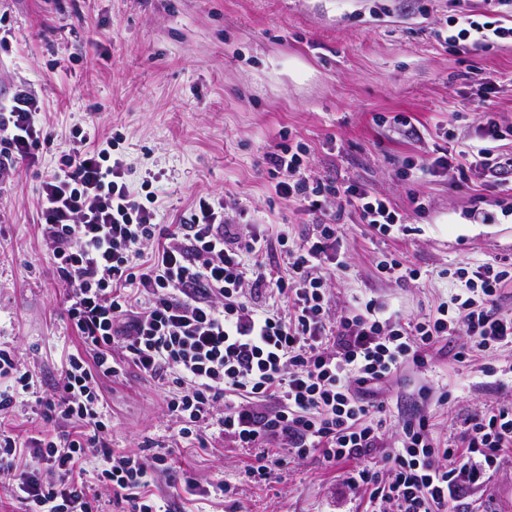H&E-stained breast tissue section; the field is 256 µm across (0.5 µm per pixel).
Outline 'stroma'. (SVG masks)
Instances as JSON below:
<instances>
[{"label":"stroma","instance_id":"obj_1","mask_svg":"<svg viewBox=\"0 0 512 512\" xmlns=\"http://www.w3.org/2000/svg\"><path fill=\"white\" fill-rule=\"evenodd\" d=\"M512 27V8L492 0H0V98L27 90L52 135L0 179V343L19 346L42 389L57 383L82 342L64 307L39 231L40 175L56 167L63 146L95 118L100 137L129 168L138 197L153 194L164 222L189 212L195 198L224 201L230 220L279 225L297 243L315 217L275 195L264 153L283 139L304 143L311 181L355 184L388 199L408 217L411 234L381 235L344 206L338 256L345 264L331 287L334 313L374 299L402 318H421L462 287L464 263L512 257V217L479 224L473 211L512 202V189L477 173L421 172L450 142L485 145L494 117L512 153V39L487 49L446 42L457 11ZM489 84H482V77ZM410 121L402 127L395 121ZM422 211H415V203ZM417 269L418 280L383 278L379 257ZM432 391L421 400L419 390ZM111 447L130 455L164 454L169 470L149 488L170 512H366L351 490L347 465L319 454L285 464L269 482L244 477L252 458L223 439L207 447L172 440L168 393L128 368L103 378ZM390 430L416 409L427 412L439 446L457 442L464 419L512 404V379L488 377L481 361L462 364L435 346L425 367L408 366L382 388ZM21 438L65 433L26 401L0 416ZM207 490L185 494L186 479ZM468 512H512V456L485 486L468 491Z\"/></svg>","mask_w":512,"mask_h":512}]
</instances>
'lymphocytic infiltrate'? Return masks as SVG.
<instances>
[{
    "label": "lymphocytic infiltrate",
    "instance_id": "1",
    "mask_svg": "<svg viewBox=\"0 0 512 512\" xmlns=\"http://www.w3.org/2000/svg\"><path fill=\"white\" fill-rule=\"evenodd\" d=\"M454 26L451 40L465 49L512 37V27L466 14ZM46 135L29 93L0 101V175L32 159ZM486 137L488 146L418 168L475 171L512 184V156L493 148L503 131L489 125ZM306 156L299 142L265 153L279 197L314 212L345 197L383 235L405 224L386 198L301 177ZM39 211L42 241L83 350L68 358L54 391L35 398L48 418L76 430L32 438L35 468L18 485L30 512H95V497L72 479L89 448L104 455L100 479L112 489L116 512H168L145 494L166 457L110 448L97 382L119 377L129 364L173 387L168 408L179 439L203 447L215 431L233 447L254 450L245 470L254 482L270 479L277 462L266 449L274 442L297 458L316 453L331 465L352 463L347 483L367 493L371 512H448L462 499L461 475L479 482L512 449L511 405L466 418L458 447L442 448L422 411L404 419L396 444H388L386 404L378 398L401 367L426 365L437 343H454L460 363L512 347V313L498 305L512 259L470 263L459 293L422 318L385 316L373 299L335 317L330 284L344 266L335 216L325 215L293 246L285 230L228 222L223 201L207 197L176 223H160L155 205L130 191L123 161L87 132L44 175ZM276 252L284 257L279 270L271 264ZM274 300L284 311L271 308ZM34 377L17 350L0 348V379L10 382L0 389L1 414L32 392ZM42 465L57 471L56 481L39 479Z\"/></svg>",
    "mask_w": 512,
    "mask_h": 512
}]
</instances>
